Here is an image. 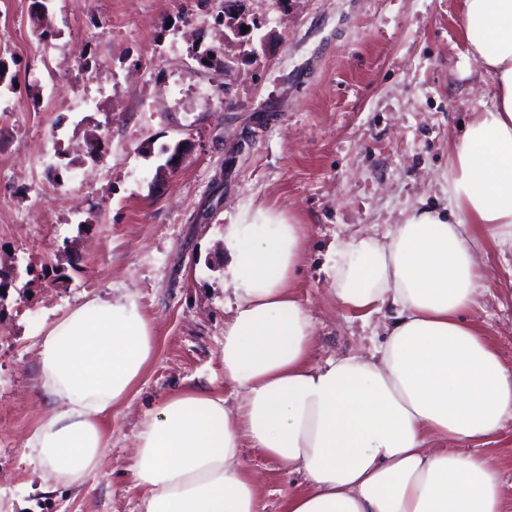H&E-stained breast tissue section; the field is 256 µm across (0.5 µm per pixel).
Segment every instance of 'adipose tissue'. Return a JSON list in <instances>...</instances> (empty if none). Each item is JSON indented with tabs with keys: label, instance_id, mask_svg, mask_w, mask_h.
I'll use <instances>...</instances> for the list:
<instances>
[{
	"label": "adipose tissue",
	"instance_id": "obj_1",
	"mask_svg": "<svg viewBox=\"0 0 512 512\" xmlns=\"http://www.w3.org/2000/svg\"><path fill=\"white\" fill-rule=\"evenodd\" d=\"M462 31L495 94L452 143L446 210L413 209L383 237L328 253L337 306L364 322L387 313L384 342L314 364L312 318L295 292L303 225L272 208L226 225L222 360L235 400L184 389L147 416L132 466L144 512H261L239 464L247 447L302 476L287 512H504L498 463L448 444L487 441L512 422V368L469 318L486 287L485 246L512 255V0H464ZM154 351L128 296L45 326L37 377L54 408L26 446L55 483L97 473L105 424Z\"/></svg>",
	"mask_w": 512,
	"mask_h": 512
}]
</instances>
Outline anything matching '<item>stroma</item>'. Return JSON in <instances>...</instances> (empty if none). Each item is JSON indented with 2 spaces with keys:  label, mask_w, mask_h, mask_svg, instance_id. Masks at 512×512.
Segmentation results:
<instances>
[{
  "label": "stroma",
  "mask_w": 512,
  "mask_h": 512,
  "mask_svg": "<svg viewBox=\"0 0 512 512\" xmlns=\"http://www.w3.org/2000/svg\"><path fill=\"white\" fill-rule=\"evenodd\" d=\"M463 0H0V266L22 275L0 304V512H140L131 466L150 411L224 385V227L275 208L305 228L296 293L312 360L384 339L334 302L329 245L447 204L460 124L490 108L468 54ZM257 30L236 35L239 19ZM186 156L167 168L169 151ZM473 317L512 368V266ZM126 294L156 351L106 425L98 475L52 490L29 434L50 412L36 385L41 328ZM464 453L494 457L512 512V425ZM264 512L300 475L245 449Z\"/></svg>",
  "instance_id": "1"
}]
</instances>
